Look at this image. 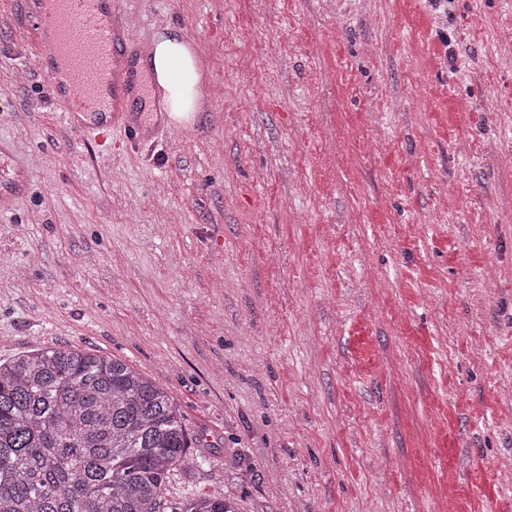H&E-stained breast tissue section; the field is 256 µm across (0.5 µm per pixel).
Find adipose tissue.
I'll use <instances>...</instances> for the list:
<instances>
[{"instance_id":"obj_1","label":"adipose tissue","mask_w":512,"mask_h":512,"mask_svg":"<svg viewBox=\"0 0 512 512\" xmlns=\"http://www.w3.org/2000/svg\"><path fill=\"white\" fill-rule=\"evenodd\" d=\"M142 67L161 88L169 118L193 119L199 106L201 62L198 50L185 41L181 31L168 28L158 34Z\"/></svg>"}]
</instances>
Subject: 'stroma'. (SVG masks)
<instances>
[{"instance_id":"35a3bbf8","label":"stroma","mask_w":512,"mask_h":512,"mask_svg":"<svg viewBox=\"0 0 512 512\" xmlns=\"http://www.w3.org/2000/svg\"><path fill=\"white\" fill-rule=\"evenodd\" d=\"M214 87L150 145L66 126L20 0L0 359L76 347L180 408L166 496L512 512V0H141ZM28 157L22 155L12 144H0V215L11 212L16 204L19 192L26 185L30 175ZM21 186L6 187L5 185L16 184Z\"/></svg>"}]
</instances>
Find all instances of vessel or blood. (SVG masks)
Returning a JSON list of instances; mask_svg holds the SVG:
<instances>
[{"mask_svg": "<svg viewBox=\"0 0 512 512\" xmlns=\"http://www.w3.org/2000/svg\"><path fill=\"white\" fill-rule=\"evenodd\" d=\"M22 8L35 24L33 54L46 78V93L68 126L91 134L107 114L112 127L136 143L164 131L152 113L137 109L151 93L136 67L149 47L150 29L130 32L129 12L112 0H22ZM29 175L27 156L1 143L0 215L14 209V185L27 182Z\"/></svg>", "mask_w": 512, "mask_h": 512, "instance_id": "vessel-or-blood-1", "label": "vessel or blood"}]
</instances>
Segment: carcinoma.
I'll list each match as a JSON object with an SVG mask.
<instances>
[{
	"mask_svg": "<svg viewBox=\"0 0 512 512\" xmlns=\"http://www.w3.org/2000/svg\"><path fill=\"white\" fill-rule=\"evenodd\" d=\"M188 448L177 404L118 359L0 362V512H238L225 496L164 498Z\"/></svg>",
	"mask_w": 512,
	"mask_h": 512,
	"instance_id": "1",
	"label": "carcinoma"
}]
</instances>
